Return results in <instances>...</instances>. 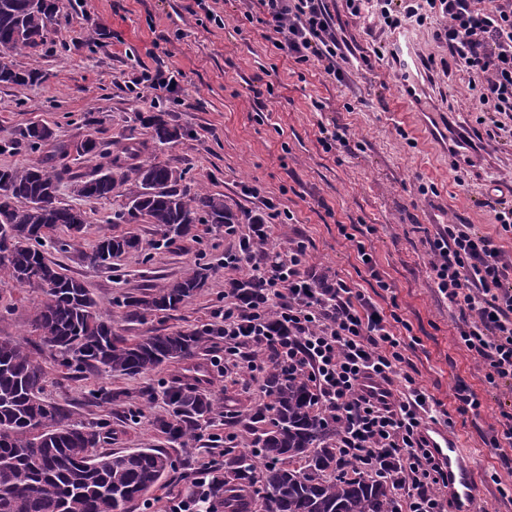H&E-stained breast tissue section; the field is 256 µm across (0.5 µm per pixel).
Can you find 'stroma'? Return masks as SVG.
<instances>
[{"label": "stroma", "instance_id": "obj_1", "mask_svg": "<svg viewBox=\"0 0 512 512\" xmlns=\"http://www.w3.org/2000/svg\"><path fill=\"white\" fill-rule=\"evenodd\" d=\"M58 25L34 51L9 56L18 68L39 69L43 80L26 86H0V168H21L36 160L22 137L33 124L48 126L57 142L86 137L120 150L128 138L143 143L142 159H158L184 174L190 188L223 196L233 211L265 213L264 199L280 212L271 228L270 251H283L289 238L303 235L308 261L317 272L366 287L369 274L353 242L339 225L371 226L366 248L391 284L397 310L417 340L409 351L410 375L442 401L458 445L478 472L477 512H512V478L496 449L482 440L498 427L502 410L512 406V388L488 390L485 370L460 344L459 316L435 290L429 277V239L440 224H473L495 233V213L486 206L491 181L512 176V136L488 139L477 124L469 74L436 37L443 20L398 30L378 19L351 16L345 0L329 5L353 53L342 64L343 80L323 68L301 64L276 50L263 24L259 0H62ZM218 21L207 18V11ZM181 71V103L135 94L127 82L140 66ZM165 112L182 136L155 144L138 113ZM345 127L351 150L326 149L321 127ZM135 182L118 186L108 199H81L61 189L62 204L86 210L90 222L85 247L105 235L127 232L113 223ZM236 244L223 227L204 224L199 238H183L154 251L150 263L131 252L111 267L91 266L74 254L48 250L113 313L126 336L173 330L191 331L212 323L224 296L226 250ZM208 267L206 285L178 311L131 318L119 302L178 279L185 269ZM39 290L18 286L0 272V338L40 351L48 375L47 400L69 404L73 421L103 424L106 449L158 448L176 463L164 489L154 491L146 512H165L174 498L193 489L194 471L224 457L225 398L241 416L237 450L251 452L255 434L250 417L268 403L267 392H243L212 367L224 341L212 337L190 361L165 364L143 375L73 372L59 366L30 323ZM204 368L201 387L216 403L196 438L173 441L155 426L169 418L163 391L188 367ZM482 396L479 416H460L457 380ZM104 389L118 403L91 404L88 389ZM501 473L493 483L492 473Z\"/></svg>", "mask_w": 512, "mask_h": 512}]
</instances>
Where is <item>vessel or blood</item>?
I'll use <instances>...</instances> for the list:
<instances>
[{
  "mask_svg": "<svg viewBox=\"0 0 512 512\" xmlns=\"http://www.w3.org/2000/svg\"><path fill=\"white\" fill-rule=\"evenodd\" d=\"M429 448L448 475L445 493L451 512H474V466L468 452L460 448L447 427L431 424L424 430Z\"/></svg>",
  "mask_w": 512,
  "mask_h": 512,
  "instance_id": "obj_1",
  "label": "vessel or blood"
}]
</instances>
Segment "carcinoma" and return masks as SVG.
<instances>
[{
  "instance_id": "obj_1",
  "label": "carcinoma",
  "mask_w": 512,
  "mask_h": 512,
  "mask_svg": "<svg viewBox=\"0 0 512 512\" xmlns=\"http://www.w3.org/2000/svg\"><path fill=\"white\" fill-rule=\"evenodd\" d=\"M59 0H0V53H22L43 44L59 20ZM40 79L35 68L0 67V84L24 86ZM152 139L171 144L182 136L167 113L138 116ZM52 131L34 124L24 132L30 149L41 150ZM103 157L88 178L72 172L69 159ZM139 147L128 145L112 156V147L86 138L60 143L39 162L21 169L0 168V251L6 272L18 285L38 288L43 299L30 322L44 345L77 371L136 375L191 357L208 341L205 330L155 333L130 338L120 334L90 290L51 261L44 247L76 253L99 266L112 259L152 250L184 237L199 236L202 224H262L260 214L234 212L215 194L180 186L182 173L156 160L136 162ZM73 180L72 191L85 198H105L129 179L138 190L128 198L116 223L141 219L156 227L160 240L145 247L131 231L103 237L86 252L82 241L89 217L60 204L58 183ZM207 274L192 267L156 294L126 296L121 306L133 314L177 311L206 284ZM46 370L38 353L10 339L0 340V512H133L142 497L163 486L173 468L156 448L126 452L102 450L103 426L74 424L69 410L48 402L43 393ZM271 397L267 427L260 429L254 455L224 453V471L215 474L205 498L212 512L249 507L243 495L260 483L259 512H392L394 492L385 480L361 476L337 460L334 427L313 409L311 389L300 377L266 378ZM171 419L156 427L172 440L192 438L199 422L214 411L211 394L199 387L175 384L165 389ZM263 469H258V461Z\"/></svg>"
}]
</instances>
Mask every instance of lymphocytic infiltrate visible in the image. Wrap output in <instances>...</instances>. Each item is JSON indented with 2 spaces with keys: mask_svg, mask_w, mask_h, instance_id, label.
Masks as SVG:
<instances>
[{
  "mask_svg": "<svg viewBox=\"0 0 512 512\" xmlns=\"http://www.w3.org/2000/svg\"><path fill=\"white\" fill-rule=\"evenodd\" d=\"M274 47L299 63L340 76L342 45L332 30L328 0H261ZM351 15L368 14L396 30L428 18L445 20L439 35L470 75L478 124L496 137L498 117L512 112V0H346ZM267 224H228L238 245L224 254V303L212 313L224 340V375L240 367L250 382L270 367L307 379L317 415L336 425L339 460L361 473L390 479L395 512H448L442 466L426 448L424 422L448 414L443 403L398 372L407 345L387 317L349 280L310 267L304 239L286 252L267 249ZM430 244V277L459 311L462 344L494 388L512 387V258L472 224L438 225ZM255 279L248 294L238 281Z\"/></svg>",
  "mask_w": 512,
  "mask_h": 512,
  "instance_id": "lymphocytic-infiltrate-1",
  "label": "lymphocytic infiltrate"
}]
</instances>
